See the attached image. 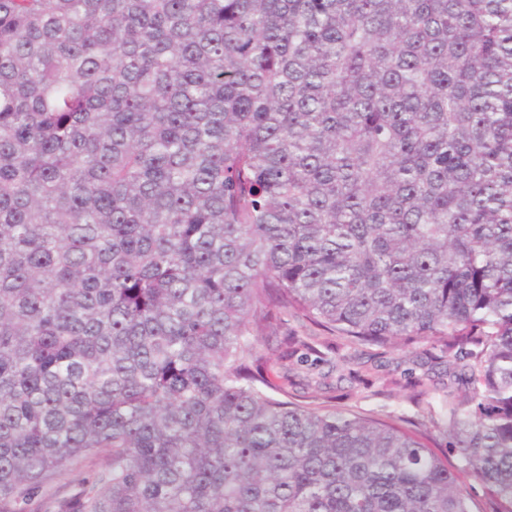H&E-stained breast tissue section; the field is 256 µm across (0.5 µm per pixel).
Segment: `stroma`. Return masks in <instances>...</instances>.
Wrapping results in <instances>:
<instances>
[{
	"label": "stroma",
	"instance_id": "obj_1",
	"mask_svg": "<svg viewBox=\"0 0 512 512\" xmlns=\"http://www.w3.org/2000/svg\"><path fill=\"white\" fill-rule=\"evenodd\" d=\"M260 350L269 358V375L275 384H286L300 396H330L336 405L364 416L403 415L424 421L428 399L417 388L425 379L433 394L456 390L441 361L416 358L412 351L373 348L356 350L347 346L306 361L288 359L281 337H270Z\"/></svg>",
	"mask_w": 512,
	"mask_h": 512
}]
</instances>
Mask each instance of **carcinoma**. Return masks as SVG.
<instances>
[{
  "instance_id": "cac0c4a2",
  "label": "carcinoma",
  "mask_w": 512,
  "mask_h": 512,
  "mask_svg": "<svg viewBox=\"0 0 512 512\" xmlns=\"http://www.w3.org/2000/svg\"><path fill=\"white\" fill-rule=\"evenodd\" d=\"M290 322L439 350L457 463L267 394ZM460 473L512 512V0H0V512H470Z\"/></svg>"
}]
</instances>
